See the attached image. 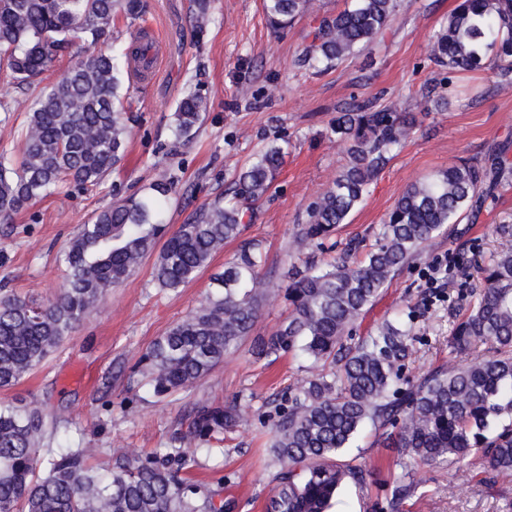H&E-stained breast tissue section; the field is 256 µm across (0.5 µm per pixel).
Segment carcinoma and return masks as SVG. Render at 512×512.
<instances>
[{"label":"carcinoma","instance_id":"carcinoma-1","mask_svg":"<svg viewBox=\"0 0 512 512\" xmlns=\"http://www.w3.org/2000/svg\"><path fill=\"white\" fill-rule=\"evenodd\" d=\"M269 26L286 29L311 8V0H263ZM396 0H353L324 17L302 64L329 69L368 47L393 23ZM142 0H0V85L28 87L56 60L74 63L31 104L14 100L0 110L27 106L23 150L0 153V221L74 183L100 185L124 159L129 134L124 89L147 70L151 49L138 29L114 66L107 44L118 15L129 27L142 20ZM197 31L210 23V0H194ZM495 51L499 74H512V0H462L432 42L430 59L448 71L485 68ZM207 109L196 91L174 112L175 131L193 138ZM415 118L396 106L341 108L332 132L347 143L348 161L307 210L299 230L303 246L320 245L362 202L369 185L408 138ZM285 151L271 144L234 181L232 199L197 208L172 234L163 208L174 182H156L141 196L116 201L79 227L64 254L65 283L42 303L0 288V388L16 384L56 351L98 306L107 289L122 284L158 242V287L178 289L193 281L212 255L241 234L244 202L269 190ZM500 167L469 160L409 185L378 233L379 244L362 261L349 244L333 260H311L288 273L290 314L252 342L260 360L299 350L323 368L294 389L278 412L270 448L280 471L267 512H329L345 480L376 481L377 472L344 466L336 457L353 447L369 424L389 426L385 448L398 451L400 473L386 483V505L399 512L414 492L415 468L448 462L460 478L479 459L499 475H512V246L480 267L484 286L448 338L454 354L477 344L489 354L428 373L413 383L404 376L412 356L411 326L384 320L356 342L352 331L396 272L448 224L477 202L482 184H497ZM267 255L256 242L243 244L214 277V291L184 320L157 338L138 361L157 396H171L206 377L250 335L265 288ZM242 405L195 403L187 428L146 456L114 450L96 466L101 448H43L44 417L23 405H0V512H224V503L188 474L201 444L242 424Z\"/></svg>","mask_w":512,"mask_h":512}]
</instances>
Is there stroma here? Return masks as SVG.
<instances>
[{
    "instance_id": "35a3bbf8",
    "label": "stroma",
    "mask_w": 512,
    "mask_h": 512,
    "mask_svg": "<svg viewBox=\"0 0 512 512\" xmlns=\"http://www.w3.org/2000/svg\"><path fill=\"white\" fill-rule=\"evenodd\" d=\"M351 0H312V10L283 31L267 23L263 0H211L212 21L192 24L193 0H144L154 42V77L132 86L126 108L131 137L126 156L102 184L88 190L62 188L0 224V283L36 302L51 298L64 280L62 256L77 228L113 201L143 194L155 181L174 178L176 188L164 221L177 229L202 204L225 192L262 147L280 144L285 161L269 192L244 218L242 236L262 241L265 277L280 282L262 302L254 335H266L287 317L282 286L291 265L306 250L297 230L307 208L334 181L347 160L346 145L331 130L338 108L373 101L414 113L417 126L369 186L363 201L332 240L358 241L363 251L398 197L412 183L459 160L487 163L497 157L506 172L482 207L464 213L398 271L380 298L358 321L354 337L368 336L398 310L414 315L412 378L456 364L448 338L481 286L477 266L496 252L503 225L512 226V76L493 70L448 73L429 59L433 34L458 0H398L391 27L365 50L332 69L316 72L300 58L318 17L350 6ZM207 100L203 122L191 142L175 133L174 112L187 92ZM449 98L447 108L425 98ZM238 250L226 242L197 277L176 290L158 288L147 254L60 349L15 386L0 388V403L22 402L59 415L44 444L54 448H119L145 455L164 447L200 400L246 406L247 425L225 432L197 455L192 478L223 501L224 512H264L279 467L268 431L296 386L315 374L313 359L292 352L257 360L242 341L238 353L187 390L154 395L134 367L152 342L184 320L210 291ZM462 261L467 284L449 283L445 300L427 302L423 273L440 256ZM384 429L370 427L357 447L342 455L350 465L394 468L395 449L381 448ZM415 494L399 512H512V476H498L474 463L469 483L453 466L418 467Z\"/></svg>"
}]
</instances>
